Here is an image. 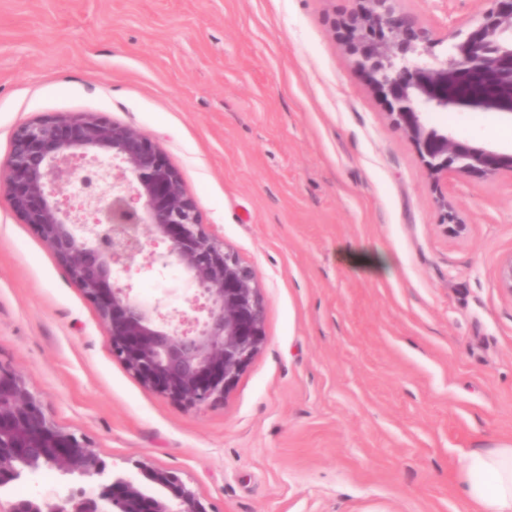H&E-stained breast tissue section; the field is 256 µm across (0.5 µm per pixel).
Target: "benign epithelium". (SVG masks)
I'll return each mask as SVG.
<instances>
[{"instance_id":"obj_1","label":"benign epithelium","mask_w":512,"mask_h":512,"mask_svg":"<svg viewBox=\"0 0 512 512\" xmlns=\"http://www.w3.org/2000/svg\"><path fill=\"white\" fill-rule=\"evenodd\" d=\"M345 22L353 64L382 95L391 121L403 128L431 177L453 172L492 177L512 172V154L461 140L427 124L434 110H494L512 115V0H489L475 29L448 30L440 41L401 8V0H354ZM0 189L32 225L96 309L112 354L142 386L190 408L224 398L265 343V308L251 266L202 224L179 172L137 129L91 113L47 116L19 124ZM90 171L112 182V199L82 196L68 204V177ZM448 225L463 224L445 197ZM93 214V222L87 215ZM164 246L159 251L157 247ZM176 267L185 275L195 315L167 309L165 298L134 294L132 272ZM94 484L63 497L13 502L6 512H213L210 503L174 471L137 464L160 489L144 490L130 474L114 475L87 441L61 429L11 369L0 365V487L45 466Z\"/></svg>"}]
</instances>
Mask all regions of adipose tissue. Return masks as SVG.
I'll list each match as a JSON object with an SVG mask.
<instances>
[{
    "label": "adipose tissue",
    "instance_id": "obj_1",
    "mask_svg": "<svg viewBox=\"0 0 512 512\" xmlns=\"http://www.w3.org/2000/svg\"><path fill=\"white\" fill-rule=\"evenodd\" d=\"M459 472L472 512H512V445L465 452Z\"/></svg>",
    "mask_w": 512,
    "mask_h": 512
}]
</instances>
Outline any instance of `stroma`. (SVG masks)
I'll list each match as a JSON object with an SVG mask.
<instances>
[{"instance_id": "stroma-1", "label": "stroma", "mask_w": 512, "mask_h": 512, "mask_svg": "<svg viewBox=\"0 0 512 512\" xmlns=\"http://www.w3.org/2000/svg\"><path fill=\"white\" fill-rule=\"evenodd\" d=\"M352 0H0V169L22 122L93 112L154 140L250 265L265 344L189 409L135 380L0 191V365L115 470L177 472L214 512H471L460 456L512 445V172L433 184L354 68ZM436 38L487 0H402ZM429 125L512 151V116ZM446 196L467 232L443 231ZM188 309L184 276L134 275ZM42 470L0 503L88 488Z\"/></svg>"}]
</instances>
